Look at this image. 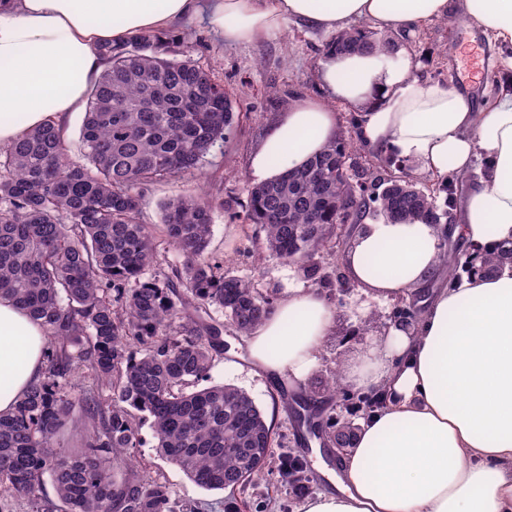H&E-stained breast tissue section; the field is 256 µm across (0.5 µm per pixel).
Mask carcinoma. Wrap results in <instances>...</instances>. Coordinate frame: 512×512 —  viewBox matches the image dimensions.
<instances>
[{
  "label": "carcinoma",
  "mask_w": 512,
  "mask_h": 512,
  "mask_svg": "<svg viewBox=\"0 0 512 512\" xmlns=\"http://www.w3.org/2000/svg\"><path fill=\"white\" fill-rule=\"evenodd\" d=\"M163 46L159 33L101 47L106 68L88 94L83 160L69 157L65 130L52 122L0 148V297L41 321L48 339L42 376L0 415V499L25 498L31 512H54L42 494L46 475L67 512H177L166 483L134 471L135 410L150 420L159 451L205 489L246 487L275 445L274 427L243 390L186 391L224 354L209 308L246 335L274 301L209 258L214 200L164 206L160 233L182 258L175 268H164L154 230L139 221L145 187L198 170L238 119L209 67L163 57ZM333 47L394 43L357 28ZM354 151L340 138L306 168L248 190L245 219L264 232L268 254L316 283L326 276L310 259L339 243L337 224L372 211L434 224L448 217L398 160L350 172ZM150 267L154 276L142 280ZM78 371L92 384H76ZM69 421L79 447L65 454L55 441ZM331 428L329 442L353 444L350 422ZM279 472L304 491L301 459L282 456Z\"/></svg>",
  "instance_id": "carcinoma-1"
}]
</instances>
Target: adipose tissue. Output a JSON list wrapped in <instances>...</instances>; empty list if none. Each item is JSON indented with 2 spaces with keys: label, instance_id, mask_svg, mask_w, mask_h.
<instances>
[{
  "label": "adipose tissue",
  "instance_id": "adipose-tissue-1",
  "mask_svg": "<svg viewBox=\"0 0 512 512\" xmlns=\"http://www.w3.org/2000/svg\"><path fill=\"white\" fill-rule=\"evenodd\" d=\"M452 18L479 29L512 70V0H0V146L79 111L105 68L103 44L202 18L225 43L333 33L353 21L401 33ZM413 59L328 50L329 95L280 112L249 162L266 183L304 166L339 133L332 98L364 106L362 142L440 180L474 174L452 225L380 220L359 225L343 262L373 300H416L419 319L391 325L345 380L382 395L339 451L329 487L298 512H512V84L475 108L444 83L416 77ZM478 267L442 275L446 240ZM337 310L316 289L292 288L247 336L252 368L303 389L332 336ZM46 333L0 298V414L44 369Z\"/></svg>",
  "mask_w": 512,
  "mask_h": 512
}]
</instances>
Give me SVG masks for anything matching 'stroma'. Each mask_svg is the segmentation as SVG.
I'll return each mask as SVG.
<instances>
[{
    "mask_svg": "<svg viewBox=\"0 0 512 512\" xmlns=\"http://www.w3.org/2000/svg\"><path fill=\"white\" fill-rule=\"evenodd\" d=\"M170 35L191 58L212 67L215 78L231 95L240 120L227 131L223 149L207 157L203 179L187 177L148 186L139 220L159 227L164 203L181 194L204 191L220 203L213 212L212 260L225 263L233 275L283 299L289 289L308 286L309 281L295 265L259 258L255 227L243 221L250 182L248 160L267 127L283 111L285 99L298 101L327 93L321 61L335 37L300 26L283 40L229 45L199 22L171 30ZM392 40L400 54L418 61V77L466 89L476 105H483L499 85L512 82V71L500 67L495 46L476 28L437 20L412 33L394 34ZM343 270L339 263L327 266L328 278L318 285L319 292L338 310L334 334L315 371L319 378L336 364H347L370 350L385 336L398 310L407 306L403 300L373 301L356 286L340 290L335 276ZM224 345V354L213 362L207 382L244 390L272 423L276 456L264 475L242 491L203 489L157 451L146 420L138 429L136 467L166 482L176 501L193 512H296L301 499L282 480L279 457L288 453L310 461L309 492L314 495L326 484L316 468L326 450L318 438L304 437L297 411L275 403L276 389L271 382L250 371L244 335L226 328Z\"/></svg>",
    "mask_w": 512,
    "mask_h": 512,
    "instance_id": "stroma-1",
    "label": "stroma"
}]
</instances>
